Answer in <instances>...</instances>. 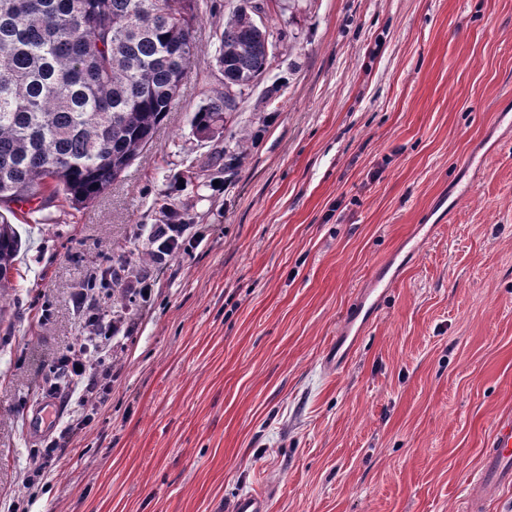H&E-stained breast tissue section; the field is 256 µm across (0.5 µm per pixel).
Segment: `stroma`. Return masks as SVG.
Masks as SVG:
<instances>
[{
	"instance_id": "1",
	"label": "stroma",
	"mask_w": 512,
	"mask_h": 512,
	"mask_svg": "<svg viewBox=\"0 0 512 512\" xmlns=\"http://www.w3.org/2000/svg\"><path fill=\"white\" fill-rule=\"evenodd\" d=\"M238 0H203L181 96L121 182L81 210L20 221L21 277L0 324V512H462L496 419L512 409V0H270L271 74L228 130L236 175L181 184L223 140L191 117L224 90ZM485 153L482 170L465 164ZM448 193L451 220L434 203ZM187 205L178 252L147 263L139 227ZM435 225L432 236L421 227ZM401 277L344 369L324 356L359 288ZM148 266L113 339L105 399L67 464L26 489L57 430L55 359L96 334L76 307L114 255ZM225 512H269L270 499L266 492H248L224 503Z\"/></svg>"
}]
</instances>
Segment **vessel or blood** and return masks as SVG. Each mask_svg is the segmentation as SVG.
I'll return each mask as SVG.
<instances>
[{
    "mask_svg": "<svg viewBox=\"0 0 512 512\" xmlns=\"http://www.w3.org/2000/svg\"><path fill=\"white\" fill-rule=\"evenodd\" d=\"M388 268H381L369 280L368 286L356 296L355 307L341 321L336 329V351L329 359L330 367L340 369L345 366L356 344L350 339L355 323L369 325L378 314V301L393 285ZM512 484V413L505 414L498 420L491 440L485 448L480 472L477 479L470 484L465 512H483L485 495L490 487ZM224 512H270V499L266 492H248L225 503Z\"/></svg>",
    "mask_w": 512,
    "mask_h": 512,
    "instance_id": "vessel-or-blood-1",
    "label": "vessel or blood"
}]
</instances>
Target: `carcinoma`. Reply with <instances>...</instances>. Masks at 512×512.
I'll return each instance as SVG.
<instances>
[{"label":"carcinoma","instance_id":"1","mask_svg":"<svg viewBox=\"0 0 512 512\" xmlns=\"http://www.w3.org/2000/svg\"><path fill=\"white\" fill-rule=\"evenodd\" d=\"M240 0L224 19V92L193 113L200 139L220 137L271 67L272 27ZM201 0H0V300L15 288L22 240L10 204L63 200L80 210L105 194L152 142L189 72ZM218 172L241 165L249 135H229ZM148 257L175 252L189 222L166 208ZM112 264V297L135 305Z\"/></svg>","mask_w":512,"mask_h":512}]
</instances>
